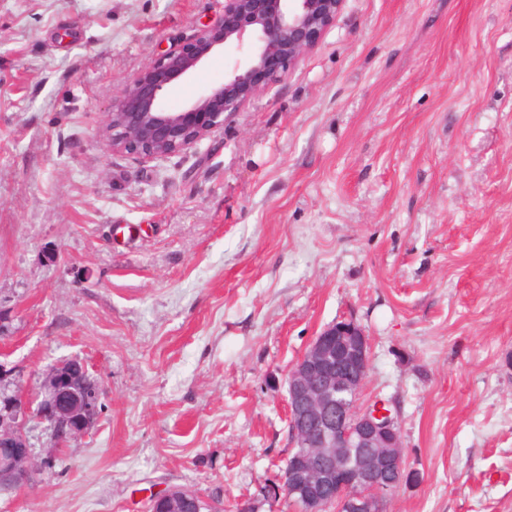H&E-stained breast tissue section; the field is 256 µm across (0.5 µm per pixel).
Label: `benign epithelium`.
Segmentation results:
<instances>
[{"label":"benign epithelium","instance_id":"7a95c632","mask_svg":"<svg viewBox=\"0 0 512 512\" xmlns=\"http://www.w3.org/2000/svg\"><path fill=\"white\" fill-rule=\"evenodd\" d=\"M345 0H224V11L201 24L192 41L168 48L127 79L100 130L114 152L166 159L186 152L224 128V115L241 111L261 89L294 67L341 12ZM236 53L224 82L194 102L171 111L164 90L191 74L210 55ZM369 339L355 322L324 328L293 365L287 379L289 434L301 449L285 461L274 497L295 498L299 512H385L386 499L405 478V458L393 417L357 398L369 365ZM79 360L55 366L44 398L29 410L19 394L0 410V471L14 472L17 485L33 480L25 428L34 417L47 424L58 449L93 427L102 387L85 377ZM167 512H181L188 494L173 490L155 497Z\"/></svg>","mask_w":512,"mask_h":512}]
</instances>
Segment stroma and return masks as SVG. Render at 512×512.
<instances>
[{"instance_id":"35a3bbf8","label":"stroma","mask_w":512,"mask_h":512,"mask_svg":"<svg viewBox=\"0 0 512 512\" xmlns=\"http://www.w3.org/2000/svg\"><path fill=\"white\" fill-rule=\"evenodd\" d=\"M223 10L0 0V363L32 403L68 359L103 388L0 512H147L173 489L298 512L267 494L288 372L342 320L370 342L359 406L400 427L386 512H512V0H346L222 132L111 151L123 83Z\"/></svg>"}]
</instances>
